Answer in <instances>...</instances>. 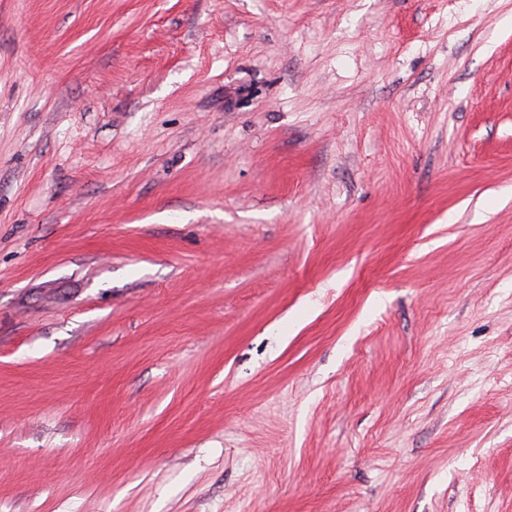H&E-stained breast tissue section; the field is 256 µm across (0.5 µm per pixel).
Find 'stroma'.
<instances>
[{
	"instance_id": "1",
	"label": "stroma",
	"mask_w": 512,
	"mask_h": 512,
	"mask_svg": "<svg viewBox=\"0 0 512 512\" xmlns=\"http://www.w3.org/2000/svg\"><path fill=\"white\" fill-rule=\"evenodd\" d=\"M0 512H512V0H0Z\"/></svg>"
}]
</instances>
